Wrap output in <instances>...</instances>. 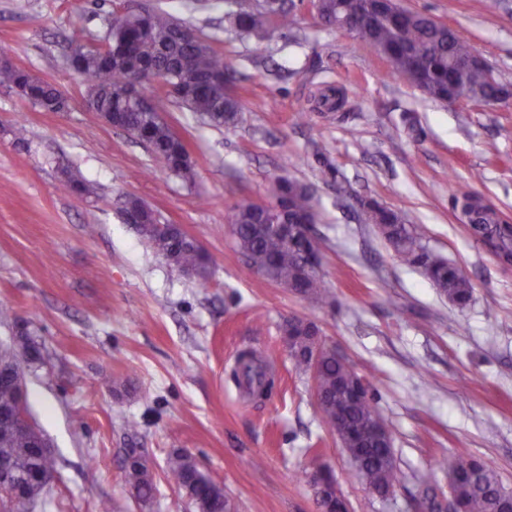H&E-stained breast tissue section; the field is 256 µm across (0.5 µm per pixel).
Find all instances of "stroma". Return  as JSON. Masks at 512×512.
I'll use <instances>...</instances> for the list:
<instances>
[{
    "label": "stroma",
    "mask_w": 512,
    "mask_h": 512,
    "mask_svg": "<svg viewBox=\"0 0 512 512\" xmlns=\"http://www.w3.org/2000/svg\"><path fill=\"white\" fill-rule=\"evenodd\" d=\"M497 2L490 11L486 0H402L462 33L512 87V0ZM284 3L292 29L260 41L225 29L224 0H0V58L69 98L65 111L47 112L0 86V305L14 310L0 322V347L24 332L38 344L28 406L59 459L46 493L20 512H100L103 502L111 512H189L163 472L177 449L223 485L232 512H316L309 476L321 466L352 512H420L418 476L447 491L458 448L512 488V265L471 235L456 202L474 191L512 224V104L426 99L306 0ZM126 8L182 19L236 73V127H208L177 106L162 115L193 158V182L87 111L68 63L73 42L103 44ZM330 87L340 107L320 105ZM70 176L89 193L63 191ZM278 177L315 194L311 231L331 304L249 270L235 249L228 211L265 200ZM130 197L203 245L207 282L179 272L128 223ZM363 198L417 225L471 279L465 309L397 258L365 222ZM292 316L314 322L370 382L403 474L391 496L368 490L322 423L311 379L283 342ZM245 350L267 365L263 396L232 378ZM116 377L126 381L117 391ZM132 456L152 469L147 507L124 481Z\"/></svg>",
    "instance_id": "1"
}]
</instances>
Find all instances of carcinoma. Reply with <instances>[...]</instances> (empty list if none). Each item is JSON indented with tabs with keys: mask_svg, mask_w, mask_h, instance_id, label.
<instances>
[{
	"mask_svg": "<svg viewBox=\"0 0 512 512\" xmlns=\"http://www.w3.org/2000/svg\"><path fill=\"white\" fill-rule=\"evenodd\" d=\"M320 17L338 25L360 20L362 25L351 35L366 46L380 50L390 75L406 77L424 96L444 101L448 90L460 88L473 98L496 99L506 93L505 86L488 83L482 66L462 65L472 51L469 40L460 32L438 23L422 10H403L380 0H317ZM224 24L239 33L268 39L284 32L292 19L282 0H224ZM188 26L163 10L127 9L113 17L108 47L75 43L72 69L81 78L90 102L89 111L104 116L118 112L120 129L132 132L149 149L155 160L185 182L195 179L194 164L181 160L185 143L174 138L160 112L170 103L180 104L196 113L203 123L214 128H230L239 121L238 101L226 94L232 80L231 67L224 62L211 43L180 36ZM158 72L161 91L147 104L130 94V79ZM0 84L18 86L26 91L29 101L40 108L61 111V91L24 68L0 67ZM275 212L264 224L259 222L255 207L242 202L228 216L235 247L255 271L264 270L267 277L286 287L297 288L301 297L326 301L330 292L319 273L318 247L304 235L291 242L281 234V224L316 223V199L305 183L276 178L266 190ZM365 220L376 226L400 260L419 268L448 300L459 308L473 299L471 280L454 264L428 249L417 226L406 224L393 210L374 200L362 202ZM473 225L477 239L491 245L506 257L512 256V231L499 229V220L487 207L464 212ZM154 217L144 216L138 228L141 236L167 262L181 271L195 274L200 280L209 278L211 259L185 240L182 230L174 226L165 237L154 235ZM282 333L302 337V342L288 348L296 370L310 375L322 393L319 405L321 420L330 432L336 423L344 425L347 436H338L347 454L359 462L361 479L376 494L391 493L400 481V470L394 449L386 439L392 430L383 420L372 395L354 399L349 385L362 379L353 366L333 354H324L312 365L308 350L318 333L316 325L300 318L282 325ZM22 353L15 354L16 372L24 373L23 364L41 361L39 347L28 335L21 337ZM235 377L248 385L264 389L266 371L262 361L251 352L240 357V370ZM28 413L27 401L21 399L18 387L0 381V409ZM41 430L20 429L11 424L0 425V467H8L25 480L24 491L35 502L45 491L41 476L57 469L52 452L38 448ZM167 479L185 493L193 512H229L224 488L205 474L196 458L187 450H176L166 459ZM448 475L455 477L451 486L461 498L466 512H496L494 494L501 486L498 475L469 449L459 448L448 464ZM126 483L144 506L154 499L156 485L147 465L138 459L127 465Z\"/></svg>",
	"mask_w": 512,
	"mask_h": 512,
	"instance_id": "carcinoma-1",
	"label": "carcinoma"
}]
</instances>
